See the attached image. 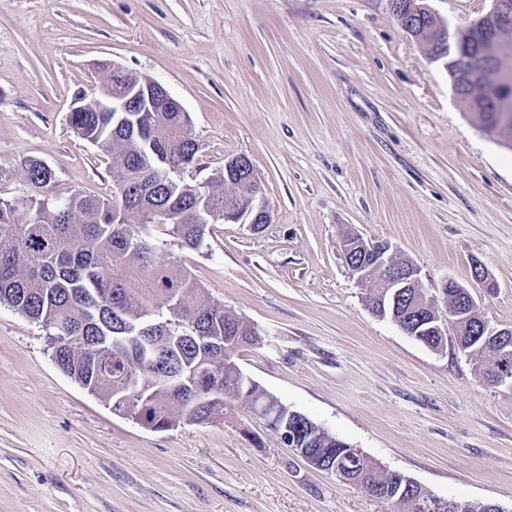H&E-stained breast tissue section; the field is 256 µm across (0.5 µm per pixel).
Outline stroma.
<instances>
[{
    "mask_svg": "<svg viewBox=\"0 0 512 512\" xmlns=\"http://www.w3.org/2000/svg\"><path fill=\"white\" fill-rule=\"evenodd\" d=\"M456 26L492 0H426ZM117 65L165 87L200 145L188 182L253 162L272 219L209 225L182 249L257 333L235 359L290 408L433 494L512 512V391L368 310L341 251L388 243L427 287H468L512 324V148L459 107L443 62L390 0H0V195L104 194L109 158L67 115ZM481 266L490 280L473 278ZM316 470L241 401L224 420L141 427L54 366L41 327L0 304V512H388Z\"/></svg>",
    "mask_w": 512,
    "mask_h": 512,
    "instance_id": "obj_1",
    "label": "stroma"
}]
</instances>
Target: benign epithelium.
<instances>
[{"label": "benign epithelium", "mask_w": 512, "mask_h": 512, "mask_svg": "<svg viewBox=\"0 0 512 512\" xmlns=\"http://www.w3.org/2000/svg\"><path fill=\"white\" fill-rule=\"evenodd\" d=\"M471 31L476 35V45L464 51L461 33ZM512 34V0H493L492 9L482 17L470 22L466 27H451L447 23L440 26L441 40L447 50L442 54H431V59L445 60L446 68L453 71L451 89L456 102L471 112H492L497 125L503 128L512 126V45L506 42ZM497 71L495 81L484 88L482 106L469 103L468 91L476 84L484 82L486 73ZM112 79L101 84L98 92L99 108L102 112H182L184 107L164 87L144 81L129 83L125 70L112 67ZM225 170H247L248 179L257 180L252 161L244 156H235L224 162ZM271 213L266 205L253 195L251 204L241 210L231 203L214 213L213 223L242 221L247 224H266ZM344 258H357L349 265L352 276L364 288L369 310L376 317L395 323L404 333L414 338L418 336H440L457 339L467 335L470 322L478 316V306L471 292L463 285L448 280L439 288L425 287L420 270L408 260H397L390 254V245L385 242L368 241L358 234L349 233L342 240ZM453 288L460 304L452 309L439 307L438 300L448 301V289ZM478 335L484 340L474 348L457 345L460 353L467 357L478 355L481 360L495 358L501 368L493 379L497 386L512 390V370L508 363L512 351L502 344V340L512 337V325L492 327L484 319H479ZM286 406L273 395L265 394V399L251 406V411L262 419L295 455L309 466L329 472L342 482L347 479L340 466L333 463L336 453L327 456L306 447V442L297 433L279 428L276 419ZM118 413L129 416L144 428L153 426L144 408L127 401ZM403 512H442L446 503L429 490H424L420 498L397 501Z\"/></svg>", "instance_id": "7a95c632"}]
</instances>
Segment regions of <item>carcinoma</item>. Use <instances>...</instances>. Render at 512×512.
Segmentation results:
<instances>
[{"label":"carcinoma","mask_w":512,"mask_h":512,"mask_svg":"<svg viewBox=\"0 0 512 512\" xmlns=\"http://www.w3.org/2000/svg\"><path fill=\"white\" fill-rule=\"evenodd\" d=\"M97 93L84 100L68 121L81 139L111 159L112 183L120 195H85L68 191L50 201L39 189L54 182L38 160L25 163L34 192L0 201V303L40 324L55 350L57 368L112 404L131 394L146 403L155 430L185 419L188 388L171 392L168 375L180 365L201 363L208 354L194 336H241L242 348L253 331L224 306L206 300L191 275L157 254L158 228L182 248L201 246L208 213L232 199L245 209L252 187L243 175L220 173L210 182L211 195L187 190L169 173L195 164L199 145L187 112H98ZM163 213L155 224L145 212ZM136 337L140 358L126 363L117 356ZM236 371L219 362L196 384L214 392L211 420L224 418L238 400ZM312 448H333L308 423L288 420Z\"/></svg>","instance_id":"1"}]
</instances>
